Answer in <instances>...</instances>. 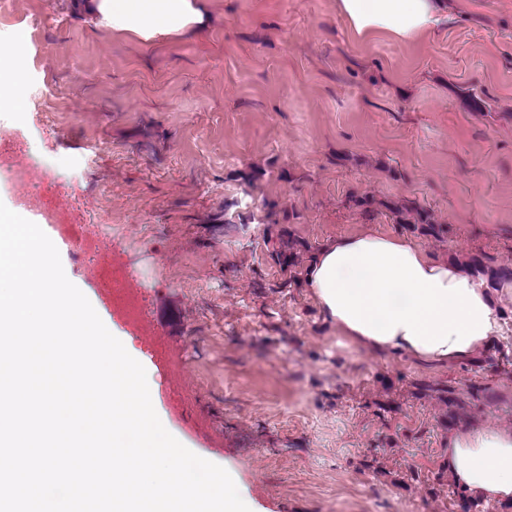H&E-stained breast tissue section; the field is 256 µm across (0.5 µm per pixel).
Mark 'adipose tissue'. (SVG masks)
<instances>
[{
    "label": "adipose tissue",
    "mask_w": 512,
    "mask_h": 512,
    "mask_svg": "<svg viewBox=\"0 0 512 512\" xmlns=\"http://www.w3.org/2000/svg\"><path fill=\"white\" fill-rule=\"evenodd\" d=\"M351 31L408 41L447 26L448 0H336ZM75 17L143 43L193 36L213 22L208 0H72ZM303 281L326 321L356 346L425 365L472 360L492 344L498 306L486 283L457 261L428 254L414 239L364 230L326 239ZM480 501L512 502V429L450 436L441 465Z\"/></svg>",
    "instance_id": "adipose-tissue-1"
}]
</instances>
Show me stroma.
<instances>
[{"label": "stroma", "instance_id": "1", "mask_svg": "<svg viewBox=\"0 0 512 512\" xmlns=\"http://www.w3.org/2000/svg\"><path fill=\"white\" fill-rule=\"evenodd\" d=\"M210 7L204 35L147 45L69 0H12L0 43L19 45L24 104L0 109L16 153L0 202L23 207L22 169L95 212L90 234L123 254L186 361V418L145 366L159 419L256 512H460L450 432L512 429V305L480 371L368 352L273 263L265 215L316 247L402 233L352 196L414 202L448 227L421 239L430 255L512 267V0H449L448 26L413 42L355 39L336 0ZM423 381L455 386V429Z\"/></svg>", "mask_w": 512, "mask_h": 512}]
</instances>
